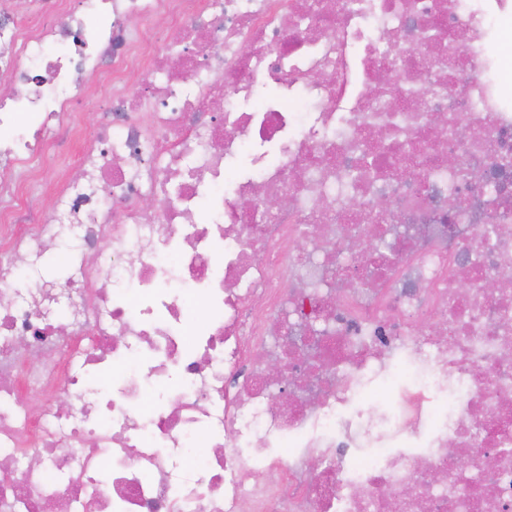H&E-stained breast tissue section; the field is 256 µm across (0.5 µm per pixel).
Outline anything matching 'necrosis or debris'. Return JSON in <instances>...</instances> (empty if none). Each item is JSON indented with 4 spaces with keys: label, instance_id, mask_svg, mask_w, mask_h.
Masks as SVG:
<instances>
[{
    "label": "necrosis or debris",
    "instance_id": "4bbe7bcc",
    "mask_svg": "<svg viewBox=\"0 0 512 512\" xmlns=\"http://www.w3.org/2000/svg\"><path fill=\"white\" fill-rule=\"evenodd\" d=\"M510 31L512 0H0V512H512ZM82 135L68 136L61 149V157L56 167L44 169L41 174L42 190L38 197V202L45 210H52V191L53 184L58 179L59 173L67 165L73 164L79 156L81 148Z\"/></svg>",
    "mask_w": 512,
    "mask_h": 512
}]
</instances>
